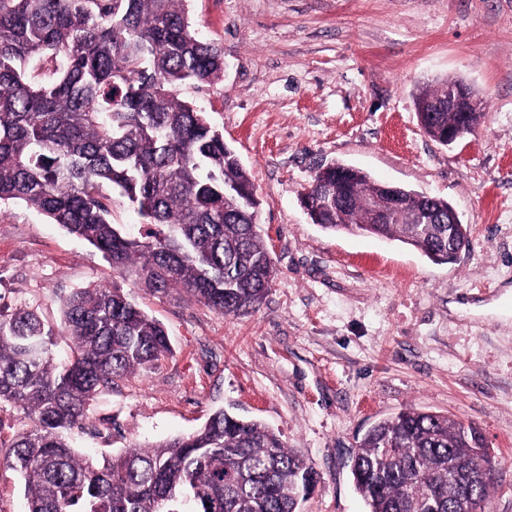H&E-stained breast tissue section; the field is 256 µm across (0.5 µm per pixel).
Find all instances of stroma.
I'll return each mask as SVG.
<instances>
[{"label":"stroma","instance_id":"35a3bbf8","mask_svg":"<svg viewBox=\"0 0 512 512\" xmlns=\"http://www.w3.org/2000/svg\"><path fill=\"white\" fill-rule=\"evenodd\" d=\"M224 76L182 95L253 177L277 268L260 309L224 316L151 295L20 203L0 207V309L61 323L64 295L121 284L166 328L170 355L92 402L73 435L93 459L255 419L309 458L301 512H366L352 460L380 419L415 409L479 430L494 453L491 512H512V0H187ZM483 93L479 130L443 146L418 125L419 87ZM447 199L469 229L456 263L393 239L332 234L300 196L321 166Z\"/></svg>","mask_w":512,"mask_h":512}]
</instances>
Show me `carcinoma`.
Wrapping results in <instances>:
<instances>
[{
  "label": "carcinoma",
  "mask_w": 512,
  "mask_h": 512,
  "mask_svg": "<svg viewBox=\"0 0 512 512\" xmlns=\"http://www.w3.org/2000/svg\"><path fill=\"white\" fill-rule=\"evenodd\" d=\"M186 0H0V205L15 200L99 251L151 294L177 288L222 315L260 309L276 275L247 169L207 113L181 97L224 74L223 49L189 21ZM445 79L415 95L422 131L475 133L484 100L448 108ZM385 184L345 165L306 196L319 226L399 240L444 264L469 244L448 200L405 188L386 224L361 211ZM147 224H112L116 199ZM70 342L33 309L0 314V403L29 420L0 447L24 480L25 512H299L313 465L254 420L214 411L198 431L98 463L74 451L90 402L171 352L163 326L123 288H76L62 304ZM485 447L448 415L409 409L364 434L352 475L367 512H457L462 470Z\"/></svg>",
  "instance_id": "cac0c4a2"
}]
</instances>
